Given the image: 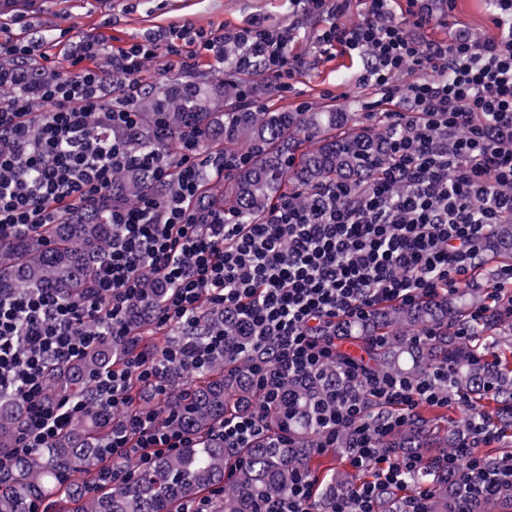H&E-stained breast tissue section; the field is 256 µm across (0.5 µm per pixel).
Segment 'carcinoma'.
I'll return each instance as SVG.
<instances>
[{"label": "carcinoma", "mask_w": 512, "mask_h": 512, "mask_svg": "<svg viewBox=\"0 0 512 512\" xmlns=\"http://www.w3.org/2000/svg\"><path fill=\"white\" fill-rule=\"evenodd\" d=\"M241 97V86L226 83L216 90L188 84L170 92L151 86L138 103L139 126L128 137L133 150L174 146L188 128L205 136L216 152L236 154L261 147L246 166L232 173L224 187V206L248 221L266 213L274 198L298 195L302 203L312 188L328 182L363 184L386 162L387 140L383 132L360 124L347 112H262L233 111ZM152 187L151 173L125 168L112 182V203L130 206ZM112 226L104 216L75 213L41 234L0 241V289L52 288L56 296L73 301L85 295L97 263L105 254ZM496 256L512 262V223L495 228ZM161 289L149 282L145 297L133 302L130 325L137 329L151 314ZM474 292H457L438 302L413 308L387 307L378 310L367 324L351 327L352 339L366 343L369 336L393 329H410L409 337L390 339L367 351L366 362L389 374L421 379L435 366L452 370L454 390L469 397H485V383L493 384L499 403L497 429L512 431V350L492 358L485 354L496 339L491 329L468 339L454 336L451 326L464 315L462 306ZM207 326L224 325V335L242 340L234 325L224 321V312H206ZM446 330L443 336L426 338L427 330ZM122 356V344L107 336L81 361L67 365L48 363L47 390L52 396L77 394L86 411L51 448L27 454L0 456V512H29V504L45 499L69 502L79 512H185L201 498L219 489L212 498V512H259L274 497L283 496L293 471L306 465L316 450L322 381H293L290 389L299 399L300 413L288 419L286 409L271 405L265 412V436L250 448L229 450L213 432L230 414L251 407L256 398L246 383L249 363L224 361L215 356L203 375V384L187 391L176 388L181 369L170 374L172 394L166 412L173 425L193 432L195 441L174 454L154 456L151 467L124 481L110 484L92 496L74 480L112 464L101 448L112 425V411L98 402L88 388L90 376ZM418 423L398 431V441L386 448H402L423 460L414 481L435 482L434 512H459L463 503L450 482L435 477L431 466L433 446L444 442L439 432L427 430L428 419L418 412ZM25 420L22 401L0 397V450L14 444ZM353 484L331 477L319 492L323 505L332 497L348 495ZM512 502V488L487 497L483 512H501Z\"/></svg>", "instance_id": "1"}]
</instances>
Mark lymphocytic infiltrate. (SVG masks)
Returning <instances> with one entry per match:
<instances>
[{"mask_svg":"<svg viewBox=\"0 0 512 512\" xmlns=\"http://www.w3.org/2000/svg\"><path fill=\"white\" fill-rule=\"evenodd\" d=\"M294 13L329 18L317 42L323 52L365 59L356 82L371 90L367 110L385 107L389 159L365 186L330 182L310 191L307 205L284 196L249 222L206 204L204 177L234 170L237 159L203 154V137L189 132L174 152L129 153L116 131L134 129L145 87L144 60L156 72L192 73L209 60L238 78L262 66L280 91L304 60L290 54L293 34L253 16L236 28L205 32L183 23L115 48L103 39L75 37L68 77L30 85L28 73L0 87V238L35 233L80 210L105 212L112 237L89 293L62 301L49 290L0 292V394H18L28 413L12 448L21 454L49 447L85 410L81 400L46 394L48 362L82 359L103 337L128 342L120 366L95 372L89 385L118 411L107 445L111 466L96 483L118 482L147 469L155 454L186 447L185 431L159 423L155 407H137L132 387L166 393L173 365L197 373L218 355L250 363V385L262 401H283L287 382L321 375L338 364L341 380L319 422L317 446L348 438L350 466L371 472L332 512H379L384 493L401 489L395 512H429L435 489L412 485L416 456H392L382 444L410 422L420 403L460 407L447 367L421 380L367 369L342 351L347 326L383 304L410 307L468 284L499 224L512 223V0H491L498 38L478 42L465 31L451 41H424L412 31L428 24L429 0H368L349 25L351 0H291ZM108 55L110 73L95 66ZM412 67L416 76L401 83ZM120 93L103 106L106 76ZM136 166L168 195L151 192L132 207L109 206L117 170ZM165 290L150 327H179L180 341L154 353L140 348L128 322L130 304L146 280ZM219 308L247 341L228 344L220 328H200L204 308ZM466 444L438 459L454 475L476 512L484 497L512 487V455L486 462L481 446L499 433L485 415L470 421ZM218 432L229 449L264 435L258 409L225 418Z\"/></svg>","mask_w":512,"mask_h":512,"instance_id":"lymphocytic-infiltrate-1","label":"lymphocytic infiltrate"}]
</instances>
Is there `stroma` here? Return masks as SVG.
<instances>
[{"label": "stroma", "instance_id": "obj_1", "mask_svg": "<svg viewBox=\"0 0 512 512\" xmlns=\"http://www.w3.org/2000/svg\"><path fill=\"white\" fill-rule=\"evenodd\" d=\"M255 15L267 17L277 28L300 22L301 30L291 49L306 58L307 66L293 79L295 92H257L254 100L264 108L283 112L299 111L304 103L313 112H351L360 123L378 126V119L363 108L370 99L368 90L356 84L362 60L337 51L321 55L316 36L325 27V20H296L289 0H31L29 12L10 31L20 36L58 38L62 30L70 28L81 36L104 37L121 45L187 20L208 30L221 25L239 27ZM490 17L489 0H456L451 9L444 0H434L430 23L416 35L423 40H447L461 29L484 41L498 33Z\"/></svg>", "mask_w": 512, "mask_h": 512}]
</instances>
